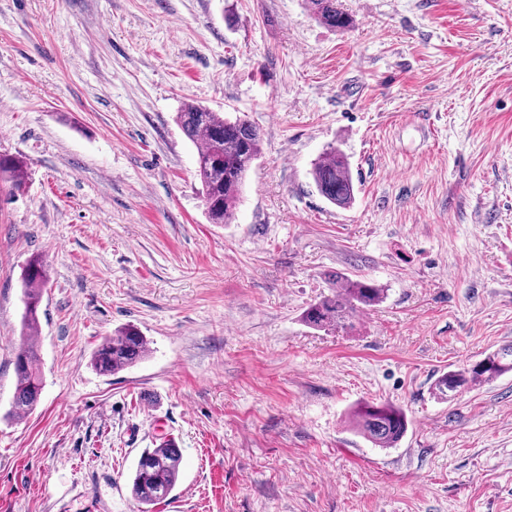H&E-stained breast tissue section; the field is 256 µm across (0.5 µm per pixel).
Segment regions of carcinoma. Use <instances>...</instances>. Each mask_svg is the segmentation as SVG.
Returning <instances> with one entry per match:
<instances>
[{"label":"carcinoma","mask_w":512,"mask_h":512,"mask_svg":"<svg viewBox=\"0 0 512 512\" xmlns=\"http://www.w3.org/2000/svg\"><path fill=\"white\" fill-rule=\"evenodd\" d=\"M310 10L324 25L346 29L349 16L337 0H306ZM176 122L197 151V178L203 201L213 224H229L234 219L246 176L261 154L259 130L247 119L227 118L195 103H186L176 113ZM29 160L22 154L0 155V179L16 188L26 183ZM311 177L319 194L330 204L346 208L355 201V185L346 155L332 147L313 164ZM47 274L40 257L32 258L22 272L24 287L23 342L14 363L15 390L12 413L26 414L37 405L43 382L35 368L38 335V311ZM385 289L367 278L336 277V290L310 304L303 321L316 330L354 327L357 313L383 302ZM148 343L141 331L129 325L103 338L92 356V366L103 375L117 374L144 359ZM479 366L451 369L437 377L433 397L448 402L465 389L490 382L512 372V345L484 354ZM356 434L375 448L396 447L408 431L405 411L392 403L363 402L350 412ZM181 467V453L169 440L144 449L129 479L132 498L139 512H151L152 506L166 500L175 489Z\"/></svg>","instance_id":"obj_1"}]
</instances>
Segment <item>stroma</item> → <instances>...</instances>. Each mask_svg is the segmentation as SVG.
Listing matches in <instances>:
<instances>
[{
    "label": "stroma",
    "mask_w": 512,
    "mask_h": 512,
    "mask_svg": "<svg viewBox=\"0 0 512 512\" xmlns=\"http://www.w3.org/2000/svg\"><path fill=\"white\" fill-rule=\"evenodd\" d=\"M0 0V512H138L142 449L179 448L155 512H512V373L431 394L512 344V0ZM192 101L262 138L210 223ZM349 158L356 200L310 175ZM48 269L37 406L10 413L27 261ZM385 290L346 334L305 325L335 276ZM147 357L90 365L126 324ZM403 408L397 447L346 423ZM306 2L322 24L334 29H346L350 26L351 19L338 7L337 0H306ZM311 177L319 194L337 207H350L355 201V185L346 155L330 148L313 164ZM29 175V160L22 154L0 155V179L4 178L15 188H21Z\"/></svg>",
    "instance_id": "1"
}]
</instances>
